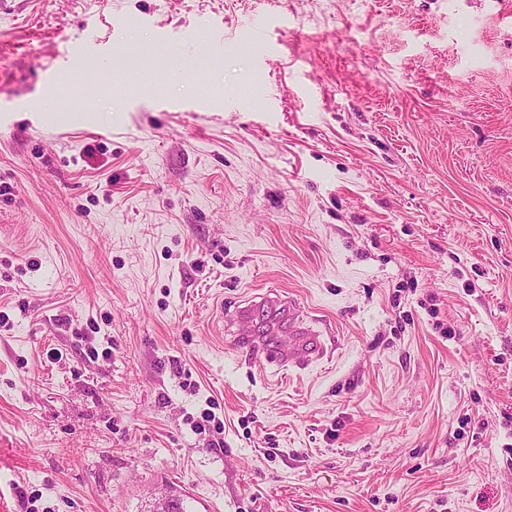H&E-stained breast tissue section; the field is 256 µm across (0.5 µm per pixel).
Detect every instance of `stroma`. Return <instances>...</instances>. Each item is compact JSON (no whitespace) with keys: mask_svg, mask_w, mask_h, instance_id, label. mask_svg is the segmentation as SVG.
I'll list each match as a JSON object with an SVG mask.
<instances>
[{"mask_svg":"<svg viewBox=\"0 0 512 512\" xmlns=\"http://www.w3.org/2000/svg\"><path fill=\"white\" fill-rule=\"evenodd\" d=\"M171 487L512 512V0H0V503ZM294 331L297 336H301V344L299 343L297 346L289 348L288 351L276 352L275 360L282 368L287 369L288 367H298L300 365L297 360L299 350L307 354L308 362L318 361L324 357L326 349L319 336L313 335V332L299 325L295 326Z\"/></svg>","mask_w":512,"mask_h":512,"instance_id":"stroma-1","label":"stroma"}]
</instances>
